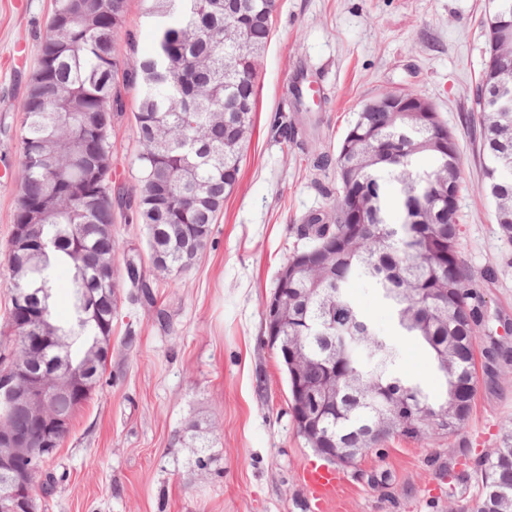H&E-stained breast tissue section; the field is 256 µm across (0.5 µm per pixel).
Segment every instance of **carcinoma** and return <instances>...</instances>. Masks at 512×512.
Returning a JSON list of instances; mask_svg holds the SVG:
<instances>
[{
	"label": "carcinoma",
	"instance_id": "obj_1",
	"mask_svg": "<svg viewBox=\"0 0 512 512\" xmlns=\"http://www.w3.org/2000/svg\"><path fill=\"white\" fill-rule=\"evenodd\" d=\"M144 17L154 33V49L133 59L115 53L114 37L125 23L127 0H52L37 67L24 102L18 199L13 229L52 188L61 208L30 230L39 244L6 249L11 281L9 326L13 339L0 345V363L10 355L42 378L60 374L76 380L54 390L51 415L71 422L106 371L112 323L120 288L135 301L152 300L146 271L115 264L112 236L116 213L133 196L112 184V135L125 115L124 92L139 89L134 117L138 145L135 165L139 192L127 206L131 221L143 225L149 253L165 260L162 272L178 279L206 249L224 198L234 189L253 130L255 78L271 33L275 0H144ZM247 33L237 43L224 27ZM235 57L230 76L225 54ZM487 88L478 81L473 103L482 135L477 154L486 188L495 203L501 236L512 243V112H487ZM247 107L238 141L225 143L224 102ZM200 151L198 165L181 170L183 145ZM82 151L96 175L73 163ZM54 170L41 165L46 154ZM313 167L336 170L340 187L326 208L311 211L296 236L309 245L294 249L277 279L288 297L282 333L298 341L310 359L304 385L327 377L324 359L334 345L336 404L309 397L312 413L336 448L380 449L390 437L430 438L429 422L448 407V435L469 419L475 391L476 352L481 346L487 302L462 259L457 197L462 156L454 133L439 113L360 112L336 157L311 148ZM400 218L390 221L389 207ZM69 270L65 288L70 316L55 318L54 274ZM371 283L392 309L399 335L413 340L430 362L440 400L421 383L396 369L393 343L377 334L348 293L352 280ZM48 318L35 315L40 307ZM30 336L44 341L31 344ZM406 407L392 431L381 432L379 413ZM5 431L38 448L45 422L18 400L0 397ZM195 466L210 463L208 445L195 440ZM475 482L469 512H512V424L499 448L456 476Z\"/></svg>",
	"mask_w": 512,
	"mask_h": 512
}]
</instances>
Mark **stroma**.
Masks as SVG:
<instances>
[{
    "instance_id": "35a3bbf8",
    "label": "stroma",
    "mask_w": 512,
    "mask_h": 512,
    "mask_svg": "<svg viewBox=\"0 0 512 512\" xmlns=\"http://www.w3.org/2000/svg\"><path fill=\"white\" fill-rule=\"evenodd\" d=\"M487 0H276L256 77L254 128L239 179L205 252L171 281L151 275L154 305L121 297L105 381L71 421L52 468L66 473L51 493L35 490L37 512H464L471 493L448 495V473L497 448L512 419V362L479 364L473 411L450 437H392L352 467H339L333 499L316 502L305 483L318 457L298 436L281 359L267 344L265 305L298 245L295 227L338 187L301 149L318 139L333 154L361 106L386 91H419L434 104L462 152L461 252L474 278L512 247L501 238L485 192L472 91L484 62ZM51 0H0V330L11 284L5 249L17 204L14 175L26 85L39 55ZM141 0H129L117 53L154 48ZM323 77L328 103L288 111L298 74ZM299 130L286 143L280 112ZM131 119L112 134L116 183L137 191ZM483 288L490 322L482 339L512 355V268ZM363 314L398 351L404 376L439 388L419 347L398 335L391 310L363 279L350 285ZM199 429L214 457L194 465Z\"/></svg>"
}]
</instances>
